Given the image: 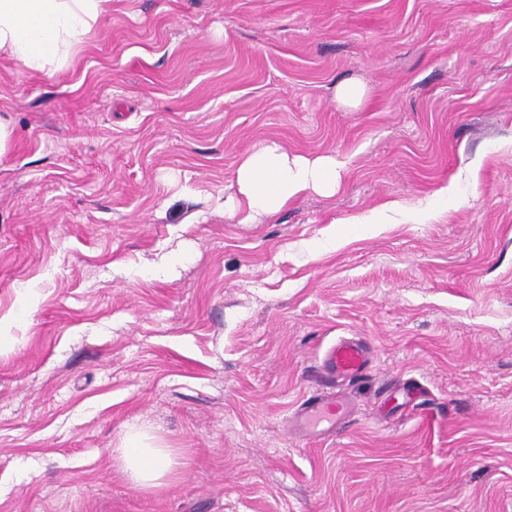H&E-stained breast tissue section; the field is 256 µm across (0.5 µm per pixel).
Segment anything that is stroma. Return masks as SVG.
Masks as SVG:
<instances>
[{"instance_id":"stroma-1","label":"stroma","mask_w":512,"mask_h":512,"mask_svg":"<svg viewBox=\"0 0 512 512\" xmlns=\"http://www.w3.org/2000/svg\"><path fill=\"white\" fill-rule=\"evenodd\" d=\"M98 28L53 74L0 57V512H512V0H112ZM263 142L336 156V192L224 216ZM340 336L372 363L313 442L288 421ZM335 95L343 106L357 109L366 98L367 88L361 83L345 82L335 88ZM139 441H131L123 448V457L132 478L143 487H157L172 469V461L162 448H146Z\"/></svg>"}]
</instances>
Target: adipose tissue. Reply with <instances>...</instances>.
<instances>
[{
    "label": "adipose tissue",
    "mask_w": 512,
    "mask_h": 512,
    "mask_svg": "<svg viewBox=\"0 0 512 512\" xmlns=\"http://www.w3.org/2000/svg\"><path fill=\"white\" fill-rule=\"evenodd\" d=\"M112 0H0V56L34 72L54 73L71 63L84 38L93 36ZM341 163L332 155L291 156L268 144L242 156L224 214L248 221L271 217L306 193H335ZM132 478L141 486H160L172 469L168 453L133 441L123 450Z\"/></svg>",
    "instance_id": "1"
}]
</instances>
